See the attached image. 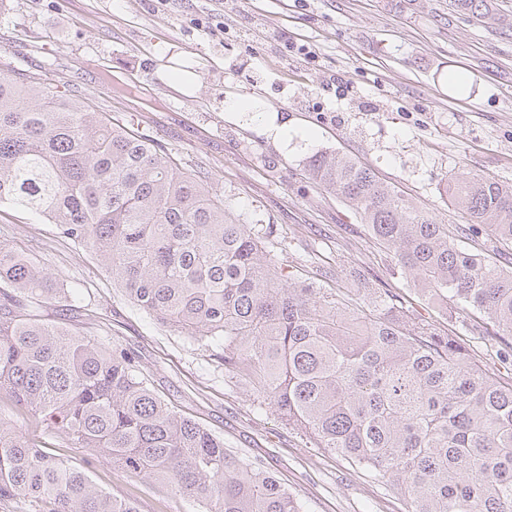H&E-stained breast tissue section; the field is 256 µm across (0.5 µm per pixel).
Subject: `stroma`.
Wrapping results in <instances>:
<instances>
[{
  "label": "stroma",
  "instance_id": "obj_1",
  "mask_svg": "<svg viewBox=\"0 0 512 512\" xmlns=\"http://www.w3.org/2000/svg\"><path fill=\"white\" fill-rule=\"evenodd\" d=\"M490 3L505 26L457 15L451 0H177L162 9L153 0H0V73L48 69L59 91L91 98L223 195L291 278L332 288L345 266L369 287L398 289L412 318L458 337L483 369L512 384L493 320L443 312L415 295L388 250L304 173L321 150L371 166L435 222L511 267L512 247L472 229L443 193L460 176L512 182V0ZM283 35L315 59L283 57ZM175 72L187 83L173 84ZM238 99L276 113L287 144L227 111ZM0 243L70 291V300L44 304L46 322L132 353L170 406L242 457L261 458L303 512H408L381 480L289 430L206 348L131 303L56 225L4 208ZM93 477L140 512H201L106 465Z\"/></svg>",
  "mask_w": 512,
  "mask_h": 512
}]
</instances>
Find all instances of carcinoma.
Listing matches in <instances>:
<instances>
[{"mask_svg":"<svg viewBox=\"0 0 512 512\" xmlns=\"http://www.w3.org/2000/svg\"><path fill=\"white\" fill-rule=\"evenodd\" d=\"M476 19L487 0H455ZM312 183L358 215L427 303L489 315L512 336V268L469 251L376 172L332 151ZM448 205L512 244V184L460 177ZM0 205L57 225L130 300L207 347L289 428L381 478L410 512H512V387L452 336L374 288L290 282L224 197L166 151L53 90L47 73L0 77ZM68 294L0 244V395L55 430L79 463L0 418V508L139 512L91 476L106 464L162 483L204 512H302L258 458L168 406L128 352L45 322Z\"/></svg>","mask_w":512,"mask_h":512,"instance_id":"carcinoma-1","label":"carcinoma"}]
</instances>
